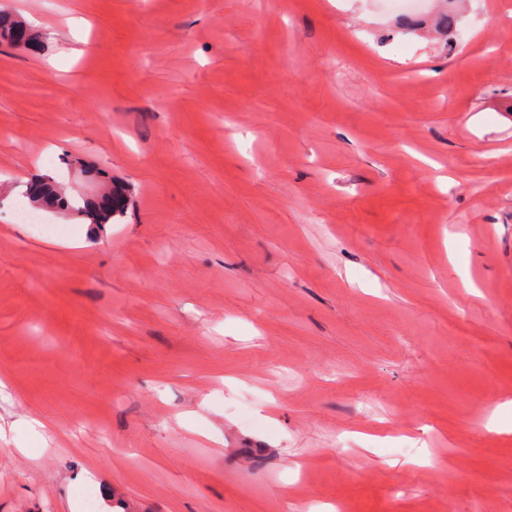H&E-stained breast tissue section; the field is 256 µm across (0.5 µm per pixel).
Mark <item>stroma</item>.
I'll list each match as a JSON object with an SVG mask.
<instances>
[{"label":"stroma","mask_w":512,"mask_h":512,"mask_svg":"<svg viewBox=\"0 0 512 512\" xmlns=\"http://www.w3.org/2000/svg\"><path fill=\"white\" fill-rule=\"evenodd\" d=\"M1 12L0 512H512V0ZM0 38L7 39L15 44L31 45L35 42L37 35L29 30L22 23H0ZM28 197L38 210H59L88 221V224H109L118 209L117 200L124 197L119 187L112 189L100 200L70 199L64 196L55 185V179L45 174L29 189ZM87 224V225H88Z\"/></svg>","instance_id":"1"}]
</instances>
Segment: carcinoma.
<instances>
[{"mask_svg": "<svg viewBox=\"0 0 512 512\" xmlns=\"http://www.w3.org/2000/svg\"><path fill=\"white\" fill-rule=\"evenodd\" d=\"M0 38L15 44L31 45L37 35L21 23H0ZM28 197L38 210H59L82 218L90 224H109L118 209L117 200L124 197L119 187L113 189L99 200L70 199L64 196L55 185L54 177L45 174L29 189Z\"/></svg>", "mask_w": 512, "mask_h": 512, "instance_id": "1", "label": "carcinoma"}]
</instances>
